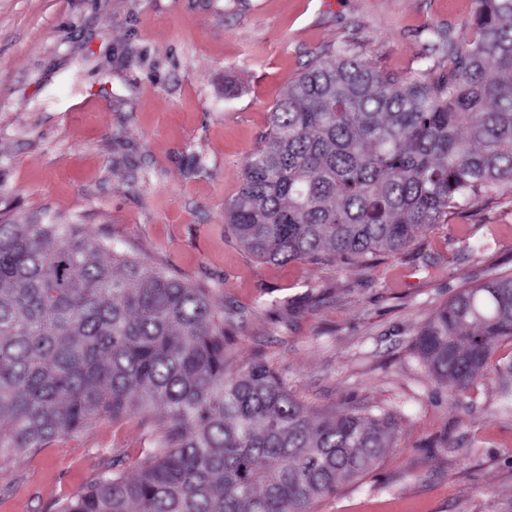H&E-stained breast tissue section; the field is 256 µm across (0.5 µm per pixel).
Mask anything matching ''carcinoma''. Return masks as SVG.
Masks as SVG:
<instances>
[{"label": "carcinoma", "mask_w": 512, "mask_h": 512, "mask_svg": "<svg viewBox=\"0 0 512 512\" xmlns=\"http://www.w3.org/2000/svg\"><path fill=\"white\" fill-rule=\"evenodd\" d=\"M447 64L386 75L352 44L270 113L227 224L254 258L366 264L465 203L512 189V0H481ZM512 340V275L453 295L417 332L465 394ZM161 417L135 473L120 456L55 512H311L392 447L391 422L315 421L256 360L224 369V309L81 224H0V468L102 419Z\"/></svg>", "instance_id": "obj_1"}]
</instances>
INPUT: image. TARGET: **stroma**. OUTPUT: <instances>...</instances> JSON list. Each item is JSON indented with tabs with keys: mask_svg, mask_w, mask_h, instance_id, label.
I'll use <instances>...</instances> for the list:
<instances>
[{
	"mask_svg": "<svg viewBox=\"0 0 512 512\" xmlns=\"http://www.w3.org/2000/svg\"><path fill=\"white\" fill-rule=\"evenodd\" d=\"M480 0H0V224H80L208 289L228 371L263 360L311 416L388 415L393 446L313 512H512L502 379L461 401L417 330L458 291L512 274V193L490 194L369 264L252 257L224 209L269 114L348 42L405 78L466 37ZM147 428L97 421L0 469V512H49Z\"/></svg>",
	"mask_w": 512,
	"mask_h": 512,
	"instance_id": "1",
	"label": "stroma"
}]
</instances>
